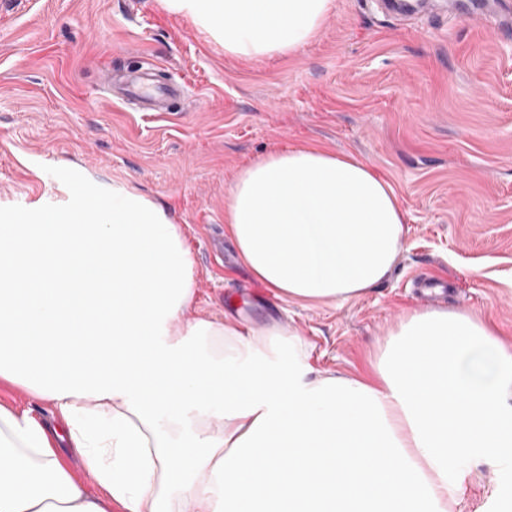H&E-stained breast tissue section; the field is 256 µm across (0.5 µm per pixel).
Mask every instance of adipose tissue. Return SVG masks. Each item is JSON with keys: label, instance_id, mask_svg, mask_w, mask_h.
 <instances>
[{"label": "adipose tissue", "instance_id": "obj_1", "mask_svg": "<svg viewBox=\"0 0 512 512\" xmlns=\"http://www.w3.org/2000/svg\"><path fill=\"white\" fill-rule=\"evenodd\" d=\"M227 55H292L335 0H166ZM78 214L0 224V379L50 402L104 493L90 495L28 413L0 407V512H448V472L512 448V346L468 311L420 310L372 380L309 378L281 331L192 314L178 225L122 187ZM224 223L276 297L360 298L392 272L393 186L322 145L241 169Z\"/></svg>", "mask_w": 512, "mask_h": 512}]
</instances>
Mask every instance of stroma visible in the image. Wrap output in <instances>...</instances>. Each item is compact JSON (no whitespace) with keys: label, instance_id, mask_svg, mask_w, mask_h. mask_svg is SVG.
Wrapping results in <instances>:
<instances>
[{"label":"stroma","instance_id":"stroma-1","mask_svg":"<svg viewBox=\"0 0 512 512\" xmlns=\"http://www.w3.org/2000/svg\"><path fill=\"white\" fill-rule=\"evenodd\" d=\"M470 0L394 17L376 0H336L320 34L290 56L225 55L164 0H0V224L52 209L73 177L133 189L179 224L199 316L298 335L312 375L368 376L404 315L414 277L445 284L438 306L479 314L512 343V30L491 36L512 0L478 23ZM182 83L177 114L146 116L109 98L107 74L142 61ZM322 144L395 189L408 233L391 276L341 305L283 303L256 281L224 230L235 174L282 149ZM0 406L49 428L50 404L0 380ZM506 455L460 462L452 512H512Z\"/></svg>","mask_w":512,"mask_h":512}]
</instances>
